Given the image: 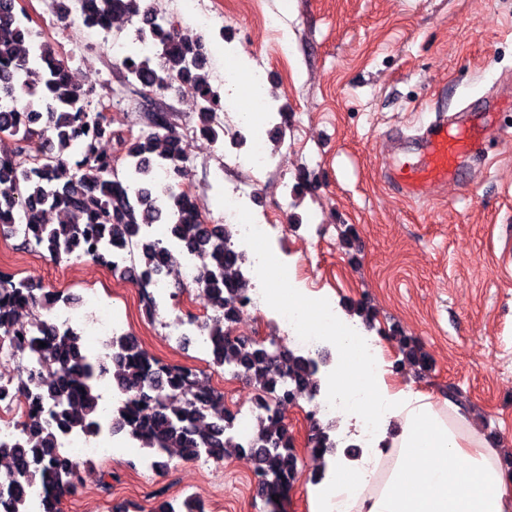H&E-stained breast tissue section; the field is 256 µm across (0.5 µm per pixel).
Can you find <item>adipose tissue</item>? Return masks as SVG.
<instances>
[{
	"label": "adipose tissue",
	"mask_w": 512,
	"mask_h": 512,
	"mask_svg": "<svg viewBox=\"0 0 512 512\" xmlns=\"http://www.w3.org/2000/svg\"><path fill=\"white\" fill-rule=\"evenodd\" d=\"M266 303L301 335L334 342L327 390L340 400L345 438L360 447L357 458L327 462L324 479L309 485L311 512H512V474L495 463L500 449L430 395L390 384L382 357L365 350L361 319L302 288L270 293Z\"/></svg>",
	"instance_id": "1"
}]
</instances>
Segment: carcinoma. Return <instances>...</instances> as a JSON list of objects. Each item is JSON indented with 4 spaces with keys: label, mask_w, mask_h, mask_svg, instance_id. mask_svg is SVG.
<instances>
[{
    "label": "carcinoma",
    "mask_w": 512,
    "mask_h": 512,
    "mask_svg": "<svg viewBox=\"0 0 512 512\" xmlns=\"http://www.w3.org/2000/svg\"><path fill=\"white\" fill-rule=\"evenodd\" d=\"M15 11V0H0V101L8 102L0 105V133L15 141L14 151L0 157V224L11 223L13 215L23 212V242L56 262L92 252L108 257L114 249L127 251L138 272L136 286L143 306L151 313L156 302L148 288L155 277L172 275L167 269L170 252L148 233L152 225H170L175 242L191 253L211 256L198 286L215 316L199 329L211 338L212 367L233 366L254 380L255 428L247 438L234 441L233 414L224 408V394L207 386L193 368L168 365L155 370L154 359L131 334L110 341L112 384L129 396L126 403L112 407L110 428L154 455L159 468L166 466L164 454L171 448L179 449L185 460L204 454L220 460L227 448L250 452L256 458L255 476L265 504H270L273 495L290 489L298 477L293 439L278 405L293 390L315 396L320 388L317 360L278 348L273 340L233 337L224 329V323H233L242 314L249 286L242 271L245 257L231 246L234 227L203 223L196 198L180 187L187 153L169 115L160 113L149 130L120 141L125 167L118 174L114 158L102 149V142L112 139L103 110L91 106L90 91L74 82L67 60L52 42L13 22ZM79 14L84 25L104 30L117 16L140 19L138 40L153 43L158 62L127 55L121 60L127 76L151 90L180 83L199 101L200 136L215 144L224 141L216 112L221 98L202 50L164 21L154 4L79 0ZM22 95L28 101L18 107ZM161 165L175 174V180L159 182ZM48 210L61 214V223H44ZM56 301L72 303L57 291L36 293L26 277L0 272V339H10L12 355L27 357L31 369V384L15 388L30 409L20 424V436L0 440V460L7 461L0 475V512H28L27 490L35 483L44 486L39 512H61L62 500L78 489L80 475L79 463L59 450V440L72 432L99 433L102 396L97 364L82 340L39 320L37 314L29 326L18 320L20 311L38 306L49 310ZM392 339L402 355L398 364L430 369L429 356L414 338L395 334ZM41 342L46 346H39ZM142 405L151 409L149 416L141 415ZM46 407L52 420L49 427L40 420ZM337 448L338 442L312 421L310 455L334 456Z\"/></svg>",
    "instance_id": "1"
}]
</instances>
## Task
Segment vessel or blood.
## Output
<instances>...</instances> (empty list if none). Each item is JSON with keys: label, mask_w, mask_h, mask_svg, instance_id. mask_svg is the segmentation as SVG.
<instances>
[{"label": "vessel or blood", "mask_w": 512, "mask_h": 512, "mask_svg": "<svg viewBox=\"0 0 512 512\" xmlns=\"http://www.w3.org/2000/svg\"><path fill=\"white\" fill-rule=\"evenodd\" d=\"M466 120L444 118L431 122L414 137L415 153L391 168L387 179L407 197L426 195L430 186L458 178V161L477 144L466 136Z\"/></svg>", "instance_id": "vessel-or-blood-1"}]
</instances>
